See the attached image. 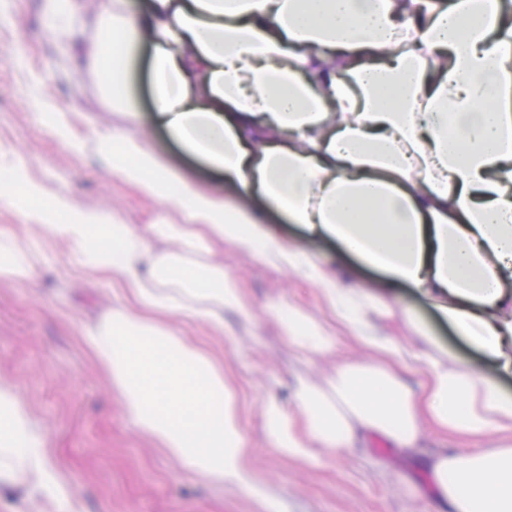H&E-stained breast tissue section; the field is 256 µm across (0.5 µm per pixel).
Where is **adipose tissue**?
<instances>
[{
  "instance_id": "adipose-tissue-1",
  "label": "adipose tissue",
  "mask_w": 512,
  "mask_h": 512,
  "mask_svg": "<svg viewBox=\"0 0 512 512\" xmlns=\"http://www.w3.org/2000/svg\"><path fill=\"white\" fill-rule=\"evenodd\" d=\"M152 50L157 122L223 172L244 199L261 197L309 233L427 298L496 376L443 350L405 300L374 295L284 244L256 212L183 180L135 133L100 136L112 174L180 205L186 224L148 233L75 208L14 164L0 196L28 218L0 226V282L23 283L64 243L125 304L82 329L80 343L119 392L127 415L187 469L250 491L254 481L224 369L166 322L250 319L239 284L210 262L224 241L314 285L330 316L369 356L326 383L295 376L290 406L266 398L267 435L310 465L377 435L416 450L422 427L476 444L429 460L436 512H512V7L506 0H146L141 14L110 0L88 48L113 104L135 113L139 49ZM42 241L27 239L29 227ZM174 243L159 254L149 236ZM289 343L329 349L325 328L275 305ZM389 321L411 327L401 336ZM25 464L66 512L52 467L15 389L0 386V481Z\"/></svg>"
}]
</instances>
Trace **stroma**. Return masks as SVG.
Returning <instances> with one entry per match:
<instances>
[{
	"instance_id": "1",
	"label": "stroma",
	"mask_w": 512,
	"mask_h": 512,
	"mask_svg": "<svg viewBox=\"0 0 512 512\" xmlns=\"http://www.w3.org/2000/svg\"><path fill=\"white\" fill-rule=\"evenodd\" d=\"M103 8L104 0H79L71 36L60 41L43 23L40 0H0V165L24 157L28 178L46 196L65 194L76 206L109 213L138 230L156 220L187 223L182 209L113 178L94 152L99 135L141 131L183 179L221 197L235 196L221 175L187 155L155 124L149 49L139 55L133 81L139 110L133 117L113 111L93 71L78 65ZM53 112L66 113L85 151L57 138L49 119ZM267 219L284 241L298 243L321 263L345 264L335 244L308 236L278 213H268ZM211 258L242 284L253 318L226 316L220 334L201 321H181L177 327L224 366L258 487L252 494L186 470L127 415L121 396L78 337L80 327L108 318L119 297L111 283L86 278L66 245L49 246L46 264L31 281L0 283V385L13 386L28 409L51 464L68 484L73 512H435L424 457L461 447L455 437L424 432L415 455L378 438H362L343 453H327L317 467L277 453L264 429L263 398L288 399L292 374L322 381L339 363L364 351L345 329L335 327L329 351L298 352L268 306L290 302L325 322L329 315L317 290L237 246L217 244ZM355 275L378 293L402 297L444 348L495 375L493 364L462 343L422 297L379 282L364 269ZM45 507L44 494L24 477L0 485V512H45Z\"/></svg>"
}]
</instances>
